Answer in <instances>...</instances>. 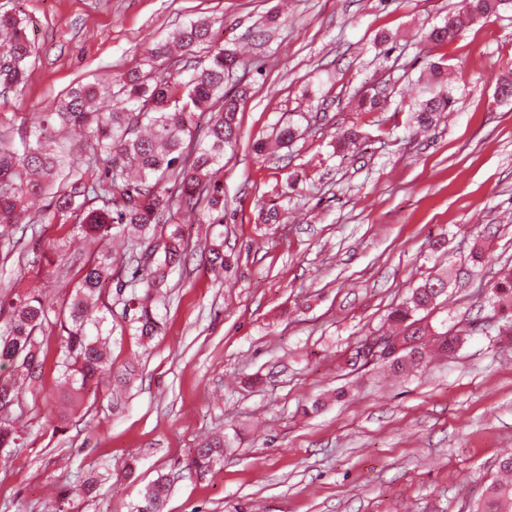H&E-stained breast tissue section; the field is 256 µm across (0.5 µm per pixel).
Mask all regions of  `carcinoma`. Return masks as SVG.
<instances>
[{
    "label": "carcinoma",
    "instance_id": "obj_1",
    "mask_svg": "<svg viewBox=\"0 0 512 512\" xmlns=\"http://www.w3.org/2000/svg\"><path fill=\"white\" fill-rule=\"evenodd\" d=\"M507 8L512 9V0H462L443 24L426 32L425 40L443 45L474 20ZM0 32L8 36L0 51L5 60L0 87L17 89L26 80L30 42L22 19L10 11L0 12ZM210 41L211 22L192 19L154 48L156 56L172 59L180 68L153 76L130 70L116 91L99 84L80 85L33 122L15 114L8 118L9 129L20 121L19 141L0 133V256L16 254L20 269L36 264L48 277L53 265L49 252L63 247L72 235L88 246L59 322L64 336L60 380L63 397L72 406L82 404L112 371L107 353L112 295L121 297L123 315L135 336L149 341L160 334L159 309L169 288V273L188 258V238L175 215L187 211L208 224L224 223V185L217 166L224 161L225 150L237 142L239 105L247 94L237 71L248 61L224 43L213 47L206 66L191 64L193 48ZM185 70L192 71L187 80ZM428 82L435 91L410 109L421 130L434 125L437 114L453 103L440 64H430ZM109 93L111 107L98 106ZM54 124L67 131L65 143L57 149L37 134ZM360 138L352 126L339 134L338 145L356 149ZM55 182L59 190L49 207L60 219L63 234L58 244L45 247L37 236L40 216L31 209ZM114 235L127 243L119 261L104 247ZM156 239L162 240L159 249L151 246ZM26 247L34 253L31 261ZM207 262L213 269L231 267L223 243L211 242ZM446 288L447 280L428 278L390 312L389 318L401 329L388 337L398 341L400 350L379 364L393 376L405 378L425 365L432 352L450 353L463 343V330L445 326L434 332L424 323ZM488 302L501 316L512 315V269L498 273ZM8 305L9 324L0 330V368L11 366L14 377L0 380V412L20 402L24 386L40 377L43 361L37 336L44 331L50 309L39 288L11 295ZM23 447L20 432L0 424V449ZM234 447L235 439L216 436L195 449L188 467L202 478ZM170 490L171 479L158 476L133 512H162ZM476 512H512V454L499 459L496 478Z\"/></svg>",
    "mask_w": 512,
    "mask_h": 512
}]
</instances>
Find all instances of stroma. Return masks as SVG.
<instances>
[{
    "label": "stroma",
    "instance_id": "stroma-1",
    "mask_svg": "<svg viewBox=\"0 0 512 512\" xmlns=\"http://www.w3.org/2000/svg\"><path fill=\"white\" fill-rule=\"evenodd\" d=\"M459 2L0 0L33 48L1 115L30 117L73 86L159 68L149 45L198 16L262 64L244 78L239 142L220 173L227 218L190 224L194 255L169 277L161 334L141 344L112 307V368L132 370L128 386L118 394L104 379L61 416V335L46 327L41 377L9 417L27 446L0 461V512H129L160 473L172 480L163 512H471L512 452V334L485 305L493 272L512 267V101L494 96L512 70V11L428 49L423 32ZM272 14L270 41L255 45L253 28ZM432 61L447 69L454 105L420 135L409 106ZM380 86L387 102L358 111ZM288 124L293 142L255 151ZM352 125L361 146L336 151ZM264 206L281 211L280 223H261ZM217 236L235 258L219 281L202 249ZM84 252L79 242L62 249L46 279L52 315ZM437 275L448 298L432 326L492 330L404 380L374 363L351 370L354 348ZM252 375L260 384H248ZM343 385L347 399L331 401ZM317 396L325 409L304 415ZM215 434L241 445L197 478L187 463ZM89 476L100 484L92 496L81 490Z\"/></svg>",
    "mask_w": 512,
    "mask_h": 512
}]
</instances>
